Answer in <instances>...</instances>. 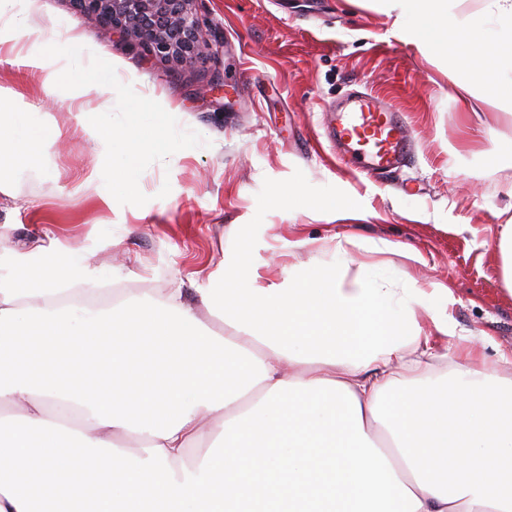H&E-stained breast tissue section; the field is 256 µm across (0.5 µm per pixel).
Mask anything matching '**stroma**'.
<instances>
[{"instance_id":"stroma-1","label":"stroma","mask_w":512,"mask_h":512,"mask_svg":"<svg viewBox=\"0 0 512 512\" xmlns=\"http://www.w3.org/2000/svg\"><path fill=\"white\" fill-rule=\"evenodd\" d=\"M196 11L224 43L219 56L172 65L104 37L72 0H36L34 21L81 38L97 61L118 60L111 86L91 107L121 127L136 96L164 112V154H140L131 184L93 178L98 159L68 115L64 92L0 52V114L34 112L59 134L11 176L0 196V253L38 238L94 252L118 268L112 296L157 297L219 273L242 252L256 286L282 287L289 268L331 260L353 236L347 272L411 277L417 320L435 353L428 377L448 374L446 342L432 319L454 323L487 368L512 378V294L495 245L512 219V113L476 100L462 110L445 67L392 32V20L362 0H197ZM221 76L226 93L212 91ZM390 100L412 131L407 167L367 178L328 136V109L349 91ZM313 201L340 199L348 217L288 205L280 188ZM398 244L381 252L382 243Z\"/></svg>"}]
</instances>
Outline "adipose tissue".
I'll return each instance as SVG.
<instances>
[{
	"label": "adipose tissue",
	"mask_w": 512,
	"mask_h": 512,
	"mask_svg": "<svg viewBox=\"0 0 512 512\" xmlns=\"http://www.w3.org/2000/svg\"><path fill=\"white\" fill-rule=\"evenodd\" d=\"M368 0L393 31L477 98L512 109V0ZM69 89L105 167L164 151L162 121L117 132L82 98L112 71L73 36L0 0V50ZM53 130L34 113L0 123V194ZM45 261L0 254V512H512V379L479 370L448 337L446 381L404 364L420 334L410 288L346 277L347 251L258 288L244 257L149 300L92 298L91 254L48 240ZM219 315L223 333L201 319ZM210 423L220 442L186 452ZM133 435L139 449L117 445Z\"/></svg>",
	"instance_id": "1"
}]
</instances>
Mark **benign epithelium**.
Listing matches in <instances>:
<instances>
[{
	"instance_id": "1",
	"label": "benign epithelium",
	"mask_w": 512,
	"mask_h": 512,
	"mask_svg": "<svg viewBox=\"0 0 512 512\" xmlns=\"http://www.w3.org/2000/svg\"><path fill=\"white\" fill-rule=\"evenodd\" d=\"M102 33L119 34L165 61L182 64L224 51V42L204 30L196 0H72Z\"/></svg>"
}]
</instances>
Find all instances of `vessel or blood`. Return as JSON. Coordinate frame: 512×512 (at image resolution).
<instances>
[{
    "label": "vessel or blood",
    "mask_w": 512,
    "mask_h": 512,
    "mask_svg": "<svg viewBox=\"0 0 512 512\" xmlns=\"http://www.w3.org/2000/svg\"><path fill=\"white\" fill-rule=\"evenodd\" d=\"M334 121L337 145L351 150L354 162L371 176L393 173L411 152L409 127L383 98L364 94L336 104Z\"/></svg>",
    "instance_id": "obj_1"
}]
</instances>
